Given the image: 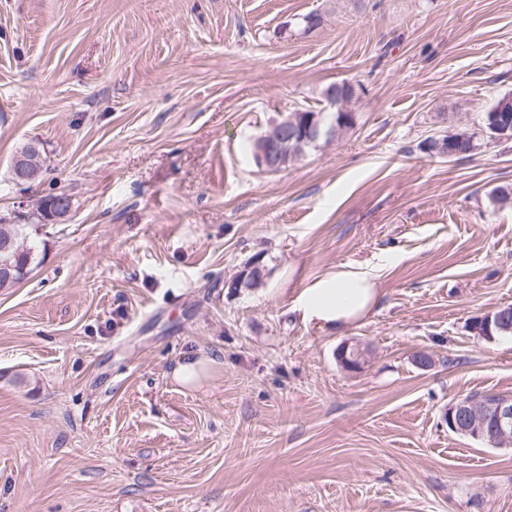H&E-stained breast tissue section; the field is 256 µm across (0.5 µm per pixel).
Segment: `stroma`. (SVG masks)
<instances>
[{"label": "stroma", "mask_w": 512, "mask_h": 512, "mask_svg": "<svg viewBox=\"0 0 512 512\" xmlns=\"http://www.w3.org/2000/svg\"><path fill=\"white\" fill-rule=\"evenodd\" d=\"M343 81L352 128L259 169ZM509 93L512 0H0V216L73 203L0 290V512H512V446L445 421L512 396V336L471 329L512 305V141L425 149ZM256 254L262 286L227 288ZM342 267L372 313L305 322ZM17 156L27 160L26 164L22 159L14 161L15 184L17 186L28 183L30 180L28 173L31 176L30 183L37 180L43 174L46 163V154L43 148L37 150L32 147L31 142H27L19 149L15 157ZM377 279L367 271L338 269L302 288L295 309L304 321L341 332L372 311L380 293Z\"/></svg>", "instance_id": "1"}]
</instances>
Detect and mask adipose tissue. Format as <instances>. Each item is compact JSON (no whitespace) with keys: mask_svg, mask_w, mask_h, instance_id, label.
Instances as JSON below:
<instances>
[{"mask_svg":"<svg viewBox=\"0 0 512 512\" xmlns=\"http://www.w3.org/2000/svg\"><path fill=\"white\" fill-rule=\"evenodd\" d=\"M379 293L372 273L339 269L302 288L295 308L304 321L341 331L367 317Z\"/></svg>","mask_w":512,"mask_h":512,"instance_id":"obj_1","label":"adipose tissue"}]
</instances>
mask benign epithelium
<instances>
[{"mask_svg": "<svg viewBox=\"0 0 512 512\" xmlns=\"http://www.w3.org/2000/svg\"><path fill=\"white\" fill-rule=\"evenodd\" d=\"M329 138L336 135V126H327L324 114L298 113L295 118L279 131L274 142L260 146L253 157L261 169H278L283 164V153L288 150V141L304 143L320 135ZM264 269L259 258L254 259L235 278L227 282L234 289L254 288L263 283ZM338 360L346 369H361L365 352L357 346L345 345L337 354ZM448 431L493 444L507 446L512 443V397L499 396L493 401L481 402L474 399L461 400L448 406Z\"/></svg>", "mask_w": 512, "mask_h": 512, "instance_id": "obj_1", "label": "benign epithelium"}]
</instances>
